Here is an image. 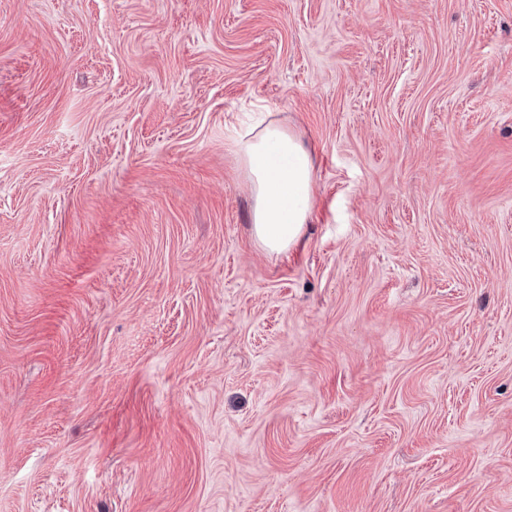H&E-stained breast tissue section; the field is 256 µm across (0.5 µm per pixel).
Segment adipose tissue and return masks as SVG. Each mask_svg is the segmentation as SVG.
<instances>
[{"label": "adipose tissue", "instance_id": "adipose-tissue-1", "mask_svg": "<svg viewBox=\"0 0 512 512\" xmlns=\"http://www.w3.org/2000/svg\"><path fill=\"white\" fill-rule=\"evenodd\" d=\"M232 143L254 196L252 234L268 254L286 253L311 219L312 151L294 131L276 122L237 132Z\"/></svg>", "mask_w": 512, "mask_h": 512}]
</instances>
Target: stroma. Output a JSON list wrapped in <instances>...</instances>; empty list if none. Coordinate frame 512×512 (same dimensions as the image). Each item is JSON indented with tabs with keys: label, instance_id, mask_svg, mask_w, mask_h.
<instances>
[{
	"label": "stroma",
	"instance_id": "1",
	"mask_svg": "<svg viewBox=\"0 0 512 512\" xmlns=\"http://www.w3.org/2000/svg\"><path fill=\"white\" fill-rule=\"evenodd\" d=\"M0 512H512V0H0ZM263 122L237 132L232 143L254 196L252 235L268 254L280 255L299 242L311 219L314 162L294 131Z\"/></svg>",
	"mask_w": 512,
	"mask_h": 512
}]
</instances>
